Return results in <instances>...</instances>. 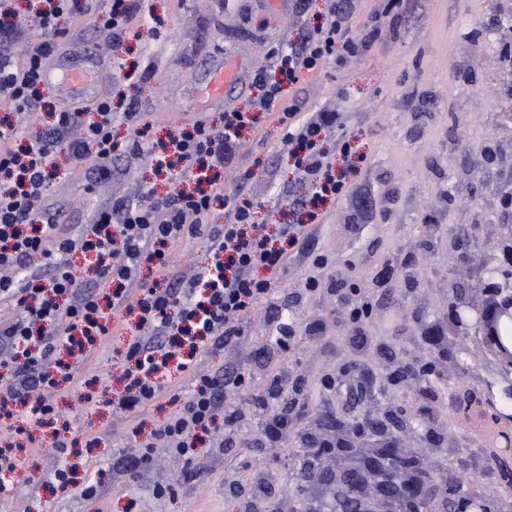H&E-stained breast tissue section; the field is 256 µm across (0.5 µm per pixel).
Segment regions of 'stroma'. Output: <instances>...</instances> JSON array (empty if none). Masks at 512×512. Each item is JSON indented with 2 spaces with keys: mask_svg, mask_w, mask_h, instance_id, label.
<instances>
[{
  "mask_svg": "<svg viewBox=\"0 0 512 512\" xmlns=\"http://www.w3.org/2000/svg\"><path fill=\"white\" fill-rule=\"evenodd\" d=\"M329 5L308 0L299 14L291 0H143L141 15L117 48L111 31L79 13L61 21L44 96L64 106L111 97L112 133L122 143L163 139L199 121L216 124L224 111L248 107L256 94L252 78L268 67L271 49L324 23ZM345 7L356 34L380 16L371 48L343 64H327L291 92L301 113H338L336 129L320 147L336 159L339 144H350L349 191L319 204L306 221L311 252L290 258L268 310L244 319L236 343L197 357L207 373L236 366L250 372L246 388L226 393L223 408L235 421L225 444L205 439L190 460L161 448L150 470H124V460L193 389L192 376L176 373L158 402L130 416L115 413L126 344L139 332L132 316L84 365L98 379L92 401L71 391L54 400L59 422L93 439L81 450L73 484L53 479L61 462L52 451L54 427L34 428L0 512H242L262 476L251 465L258 446L275 464L274 498L287 502L286 460L297 436L325 413L352 409L348 394L335 386L343 369L381 375L378 342L418 360L434 353L422 328L443 318L449 288L477 287L479 258L499 244L502 201L512 194V123L504 121L492 88L503 69L496 35L508 16L484 0H399L392 9L386 0H346ZM92 44L98 57L87 55ZM72 70L90 75L89 85L73 94L63 83ZM228 70L236 78L231 90L224 87ZM132 99L140 112L134 125L123 118ZM282 136L278 123H262L224 170L225 188L244 186L256 221L272 228L303 219L295 204L303 194L300 176ZM54 162L59 176L45 201L63 211L70 234L91 223L112 197L150 189L161 196L173 187L145 154L117 159L111 179L102 183L90 173H71L66 154ZM315 254L321 265H313ZM387 267L394 274L381 289L377 311L356 330L337 302L338 291L373 284ZM311 277L321 281L322 291L305 292ZM282 323L292 334L286 350L277 343ZM359 332L369 342L356 349L351 338ZM277 376L302 377L305 386L288 432L272 442L262 424L278 404L269 399L262 407L257 400L267 397ZM90 485L97 489L92 497L83 493Z\"/></svg>",
  "mask_w": 512,
  "mask_h": 512,
  "instance_id": "stroma-1",
  "label": "stroma"
}]
</instances>
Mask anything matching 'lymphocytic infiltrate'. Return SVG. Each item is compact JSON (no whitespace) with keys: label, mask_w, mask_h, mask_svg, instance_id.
Segmentation results:
<instances>
[{"label":"lymphocytic infiltrate","mask_w":512,"mask_h":512,"mask_svg":"<svg viewBox=\"0 0 512 512\" xmlns=\"http://www.w3.org/2000/svg\"><path fill=\"white\" fill-rule=\"evenodd\" d=\"M74 4L52 0L50 8L31 15L38 35L20 62L0 54V300L20 311L14 322L0 327V343L10 350L8 360H0V420L12 422L22 439L30 435L29 423L55 422L50 396L80 384L77 365L59 358V351L87 358L97 339L109 333L106 317L120 319L137 309L148 330L131 339L125 351L127 384L113 401L125 413L162 397V369L195 373L200 347L238 339L241 320L268 300L292 251L304 248L306 232L301 224H282L272 232L256 223L252 197L240 187L225 191L222 172L237 158L243 130L273 120L284 131L310 204L329 195L343 197L346 170L335 169L318 149L321 138L335 128L336 114L299 117L297 104L286 103L284 88L303 82L329 61L363 52L377 34L372 27L361 38L351 37L346 11L333 5L326 24L272 49L269 69L253 77L259 90L253 111L226 112L217 128L198 122L165 140L133 141L131 152L150 153L156 169L181 166L171 191L161 197L147 191L135 200L113 199L94 222L70 237L60 232L57 210L37 209L33 202L56 179L51 159L60 152L74 167L88 163L100 178L110 177L112 161L121 153L112 135V104L104 98L61 109L54 124L20 151L12 146L17 130L9 115L40 106L51 40ZM84 10L119 43L138 16L141 0H112L104 13L94 12L88 2ZM220 215L225 218L221 224L216 221ZM204 224L210 227L208 263L190 279L173 278L174 243L196 236ZM77 254L96 259L92 280L77 276L72 262ZM38 257L51 265L47 278L29 273ZM146 264L159 276L150 285L140 279ZM195 375L189 398L152 441L127 459L128 469L150 467L159 448L186 459L194 456L198 435L218 430L225 390L249 380L242 367L225 369L220 376Z\"/></svg>","instance_id":"f902f5d3"}]
</instances>
